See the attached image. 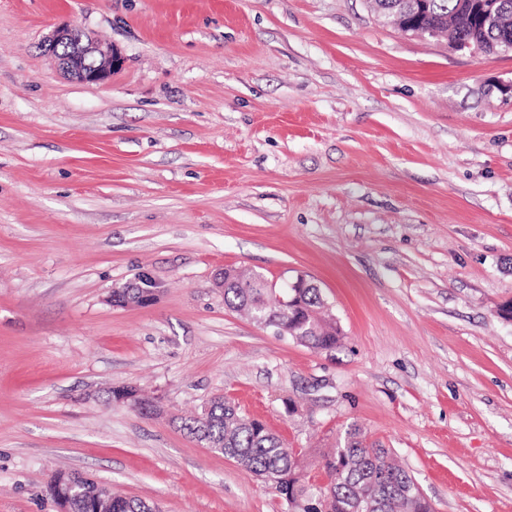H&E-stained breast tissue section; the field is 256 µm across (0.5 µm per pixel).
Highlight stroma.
Wrapping results in <instances>:
<instances>
[{"label":"stroma","mask_w":512,"mask_h":512,"mask_svg":"<svg viewBox=\"0 0 512 512\" xmlns=\"http://www.w3.org/2000/svg\"><path fill=\"white\" fill-rule=\"evenodd\" d=\"M81 27L124 62L71 80ZM512 51L367 0H0V512L73 471L160 512H286L180 430L223 396L318 462L350 425L436 512H512ZM313 279L317 352L224 306ZM148 275V304L114 289ZM128 387L150 409L113 401ZM44 50L58 60L69 78L87 84L107 82L124 62L117 50H103L81 28L69 24L53 30Z\"/></svg>","instance_id":"35a3bbf8"}]
</instances>
